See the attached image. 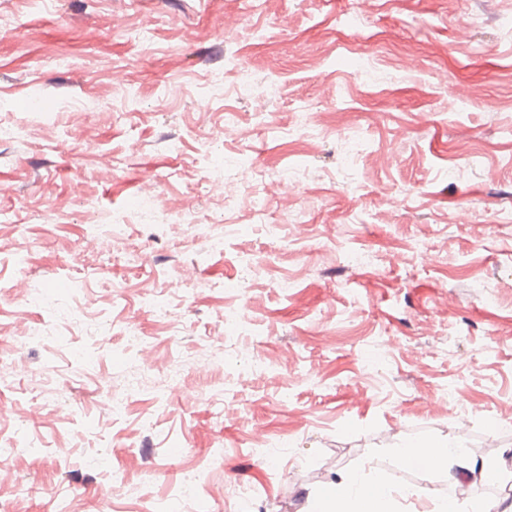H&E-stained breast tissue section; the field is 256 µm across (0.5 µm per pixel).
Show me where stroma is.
Instances as JSON below:
<instances>
[{"mask_svg":"<svg viewBox=\"0 0 512 512\" xmlns=\"http://www.w3.org/2000/svg\"><path fill=\"white\" fill-rule=\"evenodd\" d=\"M510 156L512 0H0V444L24 491L0 485V512H238V486L254 512H305L355 472L417 488L394 512H433L447 463L395 450L441 441L496 467L461 512L503 499ZM290 169L310 178L284 195ZM255 170L258 223L217 186ZM245 255L264 269L239 291ZM144 283L171 326L141 309Z\"/></svg>","mask_w":512,"mask_h":512,"instance_id":"stroma-1","label":"stroma"}]
</instances>
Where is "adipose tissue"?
<instances>
[{
  "instance_id": "adipose-tissue-1",
  "label": "adipose tissue",
  "mask_w": 512,
  "mask_h": 512,
  "mask_svg": "<svg viewBox=\"0 0 512 512\" xmlns=\"http://www.w3.org/2000/svg\"><path fill=\"white\" fill-rule=\"evenodd\" d=\"M393 488L383 482L363 484L351 474L331 489L309 496V512H390Z\"/></svg>"
}]
</instances>
